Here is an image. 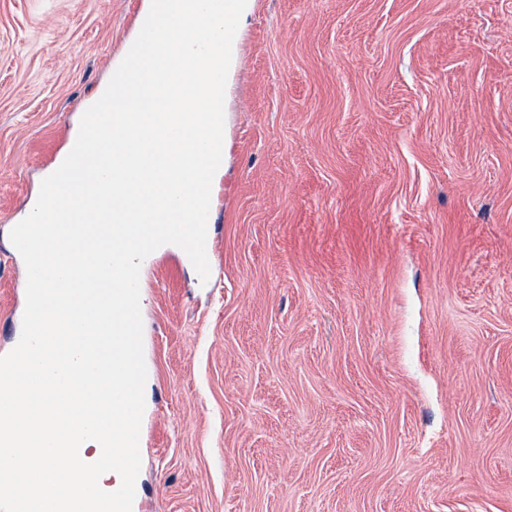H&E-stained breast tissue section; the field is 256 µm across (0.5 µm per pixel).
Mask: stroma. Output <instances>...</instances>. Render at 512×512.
I'll use <instances>...</instances> for the list:
<instances>
[{
    "label": "stroma",
    "instance_id": "1",
    "mask_svg": "<svg viewBox=\"0 0 512 512\" xmlns=\"http://www.w3.org/2000/svg\"><path fill=\"white\" fill-rule=\"evenodd\" d=\"M212 274H142L133 512H512V0H251ZM148 0H0L9 232Z\"/></svg>",
    "mask_w": 512,
    "mask_h": 512
}]
</instances>
